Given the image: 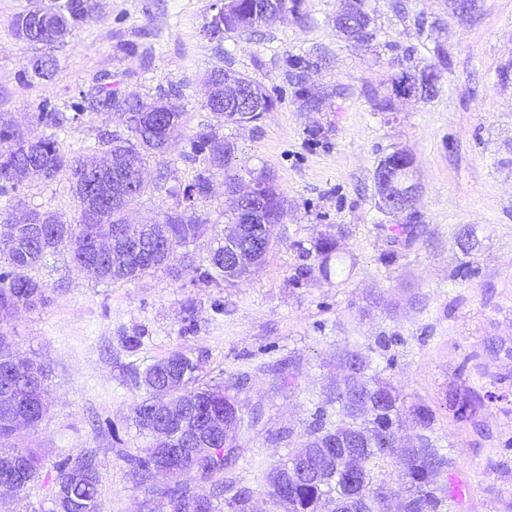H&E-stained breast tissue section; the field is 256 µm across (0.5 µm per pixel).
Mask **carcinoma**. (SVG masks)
Masks as SVG:
<instances>
[{
	"instance_id": "obj_1",
	"label": "carcinoma",
	"mask_w": 512,
	"mask_h": 512,
	"mask_svg": "<svg viewBox=\"0 0 512 512\" xmlns=\"http://www.w3.org/2000/svg\"><path fill=\"white\" fill-rule=\"evenodd\" d=\"M61 18L60 34L72 31L88 20L80 7V0H63L58 5ZM288 12V0H234L224 14V32L247 30L274 23ZM30 14L25 11L14 19L15 35L25 41L54 44L51 36L21 21ZM371 18L363 4L336 15V29L348 38L370 34ZM441 69L436 65L406 67L392 75L390 93L380 99L379 110L391 109L392 98L399 96L407 86L423 84L425 93L436 88ZM99 99L85 96L71 103V108L82 112L87 106L98 104L106 110L121 113L132 137L114 134L100 136L98 145L104 154L97 161L84 156L69 155L60 149L52 137L31 139L9 122L0 124V194L15 190L27 175L34 171L48 179L60 174L67 176L76 199L79 217L75 224H58L53 216L36 210L29 218L41 227L37 237L29 235L28 225L13 223L10 212L0 211V313L12 314L44 301L45 286L29 276L47 254L63 245L71 253L73 262L102 281L140 280L164 266L158 253H173L198 237L199 222L177 209L167 213L162 224H141L135 229L137 244L117 235V230L128 226L127 212L131 205L150 189L147 158L162 153L184 139L188 125L187 113L177 100L178 90H169L158 97L170 106L171 120L158 129L141 125L138 115L144 102L139 99H119L108 83L99 86ZM252 107L240 103H224L220 116L228 121L251 122ZM190 153L186 159L196 161L201 156L214 164L228 163L231 146L217 139L207 130L189 138ZM132 178L138 183L137 193L121 204L105 205L97 210L83 208L82 185L103 182L107 189H118L122 181ZM263 185L259 205L272 213L284 208L285 199L267 176L255 178ZM227 207L224 215L232 224L238 223L244 199L239 196L236 179L224 181ZM211 190L210 169L197 174L193 183L183 191L184 199L206 197ZM237 241L243 259L230 271L224 267V245L209 248L208 268L200 273L202 279L241 280L257 267L270 251L251 253L248 239L252 225H240ZM103 243L102 253L91 252V245ZM321 261L320 274L331 275V257L336 242L321 237L317 242ZM339 361L349 374L344 385L330 390L325 405L318 407L313 421L303 435L302 446L313 449L316 457V475L307 480L293 477L295 453L265 476L267 496L274 512H393L386 491V471L394 467L402 487L403 497L398 512H448V498L452 497L448 474V459L426 436L416 442L403 439L400 431L403 418L411 416L424 429L429 428L432 414L420 406L405 407L399 390L377 375L370 374L368 357L354 349H345ZM198 363L182 351H174L149 366L143 383L150 397L133 408L134 419L150 443L140 454L131 455L129 478L136 484L148 480V471L154 448L184 447L182 432L186 431L207 441L208 451L196 459L184 462L181 475L197 472L206 479L224 471V466L238 455V433L244 422L242 405L229 394L230 387L222 389L201 385L197 380ZM10 373L12 392L0 391V469L6 463L15 464L21 474L20 490H25L39 474V459L27 448L9 444L19 427V419L37 427L47 413L43 403L48 373L43 364L22 358L16 353L9 336L0 332V375ZM179 407L178 425L163 426L159 420L148 418V411L159 405ZM481 406L480 395L471 390L450 393L449 407L460 419L468 418ZM176 500L170 501L171 512H199L201 504L209 512H221L214 504L215 495L198 493L187 486L172 491ZM99 471L96 457L86 453L74 463L59 466L53 487V512H99ZM229 512H252L250 497L239 492L224 500Z\"/></svg>"
}]
</instances>
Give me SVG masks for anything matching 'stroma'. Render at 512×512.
<instances>
[{"instance_id":"35a3bbf8","label":"stroma","mask_w":512,"mask_h":512,"mask_svg":"<svg viewBox=\"0 0 512 512\" xmlns=\"http://www.w3.org/2000/svg\"><path fill=\"white\" fill-rule=\"evenodd\" d=\"M216 0H97L88 21L51 50L55 74L36 75L40 47L19 40L15 16L34 0H0V117L30 137L56 136L82 154L104 131L122 130L117 112L73 100L111 75L120 94L145 102L178 87L189 132L211 129L234 146L228 167H212L210 194L195 202L200 236L175 252L168 268L143 279L99 282L66 249L31 271L46 286L43 304L0 320L20 354L50 371L44 420L16 433L36 452L40 471L26 492L0 498V512H52L61 463L94 452L100 512H169L163 477L136 484L127 458L148 437L133 419L145 400V370L175 351L200 362V384L239 386L245 411L259 424L240 434L238 457L220 479L225 496L251 494L254 512H268L265 476L298 448L317 406L342 379L338 351L356 349L406 405H424L434 420L423 430L448 456L463 494L453 512H512V0H476L457 14L451 0H366L373 38L337 32L343 0H296L273 24L221 38L204 24ZM443 70L433 97L396 98L388 112L375 102L407 62ZM312 63L306 86L320 104L309 110L291 75ZM233 70L273 100L252 123L216 117L203 82ZM50 100L62 130L38 124ZM414 159L420 195L416 221L378 207L374 171L395 150ZM188 140L149 158L154 184L134 205L135 224L162 223L179 208L200 162L186 160ZM250 184L270 176L286 198L282 223L260 269L248 280L202 282L183 270V256H206L224 234V177ZM0 208L36 209L76 223L77 202L66 176H33ZM470 229L469 245L459 234ZM337 243L330 278L317 273L315 242ZM388 346H379V338ZM297 377L282 385L279 372ZM483 397L473 418L448 408L451 389Z\"/></svg>"}]
</instances>
